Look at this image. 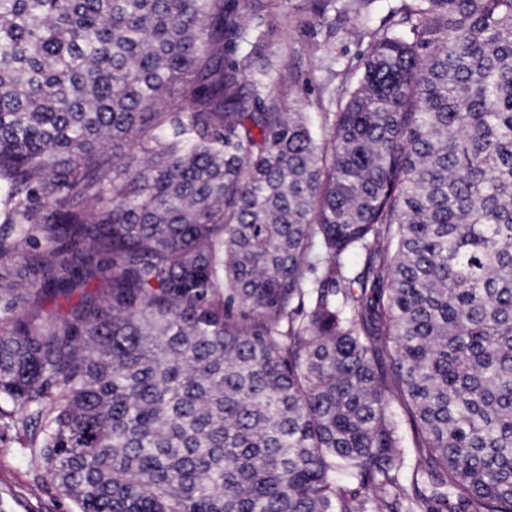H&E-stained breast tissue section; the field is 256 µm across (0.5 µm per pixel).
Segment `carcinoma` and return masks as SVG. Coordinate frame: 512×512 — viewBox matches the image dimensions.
Here are the masks:
<instances>
[{"label": "carcinoma", "instance_id": "1", "mask_svg": "<svg viewBox=\"0 0 512 512\" xmlns=\"http://www.w3.org/2000/svg\"><path fill=\"white\" fill-rule=\"evenodd\" d=\"M373 2L319 137L278 0H0V425L78 512H512V0Z\"/></svg>", "mask_w": 512, "mask_h": 512}]
</instances>
